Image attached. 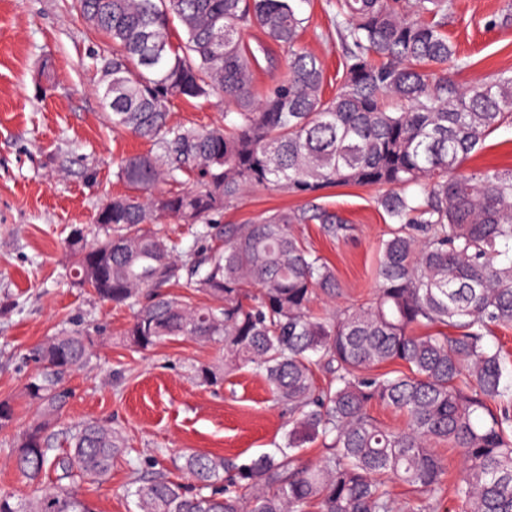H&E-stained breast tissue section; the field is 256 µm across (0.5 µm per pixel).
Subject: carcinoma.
<instances>
[{
  "label": "carcinoma",
  "instance_id": "carcinoma-1",
  "mask_svg": "<svg viewBox=\"0 0 512 512\" xmlns=\"http://www.w3.org/2000/svg\"><path fill=\"white\" fill-rule=\"evenodd\" d=\"M296 2L78 0L112 41V126L152 149L114 162L129 193L100 209L93 229L71 231L72 286L133 310L130 347L212 344L218 359L191 365L199 383L219 386L248 368L288 408L285 447L237 466L234 489L224 487V457L186 451L177 468L193 484L151 473L135 490L138 512H398L396 481L415 496L408 512H432L448 473L439 445L460 454L451 487L467 512H512V370L485 342L512 325V169L461 170L512 123V75L453 80L452 0H335L346 53L327 97ZM254 27L287 65L262 97L256 52L267 49L244 43ZM218 91L233 104L224 124L170 123L172 100ZM347 184L378 188L393 227L374 301L317 314L314 301L336 296L339 282L291 225L345 235L344 219L314 196ZM258 188L309 201L246 224L216 222ZM166 216L190 227L187 250L159 223ZM93 353L78 330L29 351L24 391L35 417L9 448L35 489L26 499L0 490V512H95L76 486L108 480L125 439L95 421L56 429L68 382ZM317 369L329 375L324 387ZM374 403L405 425L381 426L368 414ZM313 445L320 458L298 467Z\"/></svg>",
  "mask_w": 512,
  "mask_h": 512
}]
</instances>
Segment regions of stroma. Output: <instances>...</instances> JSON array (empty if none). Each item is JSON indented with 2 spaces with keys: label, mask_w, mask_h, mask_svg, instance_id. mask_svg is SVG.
Segmentation results:
<instances>
[{
  "label": "stroma",
  "mask_w": 512,
  "mask_h": 512,
  "mask_svg": "<svg viewBox=\"0 0 512 512\" xmlns=\"http://www.w3.org/2000/svg\"><path fill=\"white\" fill-rule=\"evenodd\" d=\"M333 0H301L308 24L305 45L319 55L328 86L342 73L344 49L336 36ZM448 34L457 47L455 80L462 85L512 73V27L491 20L512 0H452ZM112 44L87 22L76 0H0V400L12 401L20 423L35 415L23 395L26 349L62 329L93 336L96 355L69 381L61 428L100 420L119 428L128 453L108 481L80 491L95 512H135L134 491L147 473L172 470L176 451L191 449L238 462L274 453L284 443L288 413L273 402L261 377L247 370L220 388L200 385L191 364L214 360L215 347L170 341L147 353L125 346L132 319L124 306L99 301L71 287L72 259L62 247L71 227L93 224L99 207L127 187L114 175L118 157L149 145L114 129L101 100L94 54ZM54 65V83L39 92L32 81L42 58ZM225 98L175 101L170 120L186 126L223 122ZM464 169L512 168V125L493 132ZM375 188L347 185L325 191L322 205L348 224L331 238L318 224L293 231L324 256L342 285L318 310L369 302L375 289L380 243L391 226L374 202ZM283 191L257 190L225 210L226 224H243L275 209L303 206Z\"/></svg>",
  "instance_id": "1"
}]
</instances>
